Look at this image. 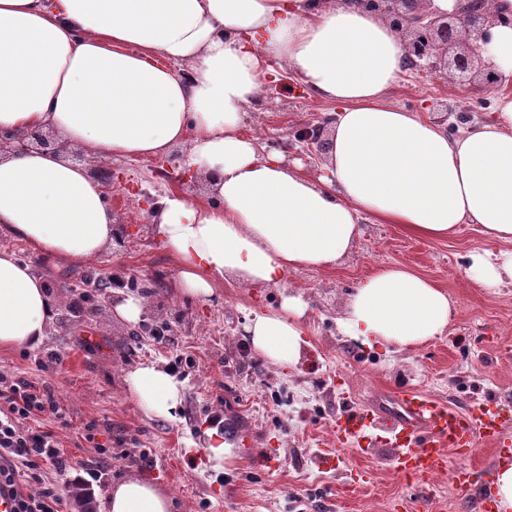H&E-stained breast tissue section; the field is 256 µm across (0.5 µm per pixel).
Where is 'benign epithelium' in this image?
Here are the masks:
<instances>
[{"instance_id": "1", "label": "benign epithelium", "mask_w": 512, "mask_h": 512, "mask_svg": "<svg viewBox=\"0 0 512 512\" xmlns=\"http://www.w3.org/2000/svg\"><path fill=\"white\" fill-rule=\"evenodd\" d=\"M360 5L380 15L403 37L409 67L431 78H452L466 85L479 80L482 87L502 83V73L482 65L490 52L492 29L512 28V13L492 9V0H455L452 11L437 15L428 0H359ZM294 138L319 155L325 149L319 127H302ZM18 146L58 150L59 143L36 129L19 138Z\"/></svg>"}]
</instances>
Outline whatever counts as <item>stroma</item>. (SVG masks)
<instances>
[{
  "label": "stroma",
  "mask_w": 512,
  "mask_h": 512,
  "mask_svg": "<svg viewBox=\"0 0 512 512\" xmlns=\"http://www.w3.org/2000/svg\"><path fill=\"white\" fill-rule=\"evenodd\" d=\"M392 104L444 123L451 102L480 118L494 98L478 86L405 75L388 92ZM335 103L317 98L283 63L270 61L261 97L248 109L242 131L268 152L301 160L316 175L315 156L289 145L295 128L326 126ZM180 149L157 169L154 158L114 159L118 180L107 183V201L125 224L122 237L97 260L61 262L40 256L16 238L0 235L41 273L57 304L48 336L36 348H0V375L46 382L68 420L45 417L71 465V475L103 469V457L81 434L88 424L111 435L113 452H127L123 476L148 478L167 491L174 512H477L447 474L415 480L395 473L380 452L335 451L330 465H314L316 450L332 448L331 427L345 404L363 409L377 385L388 391L411 385L444 401L465 405L497 397L512 420V286L487 289L466 274L470 253L487 249L475 225L448 240L408 235L395 224L364 223V233L344 264L306 269L286 278L310 304L306 346L298 366L282 367L256 355L244 337L252 313L278 307L276 288L222 285L209 302L179 295L178 267L146 222L142 202L160 198L170 176L190 196L205 192L201 176L180 168ZM402 264L447 288L456 314L445 333L422 346L386 351L367 348L340 334L336 321L353 288L376 269ZM109 276L115 287L85 306L66 309L70 287L89 276ZM143 296L141 323L167 322L171 342L161 348L113 312V299ZM59 353L62 363L41 369L40 359ZM183 364H175V357ZM174 367L183 389L166 415H148L127 383L137 366ZM224 418V440L233 456L213 469L206 451L210 418ZM148 451L149 462L138 461Z\"/></svg>",
  "instance_id": "stroma-1"
}]
</instances>
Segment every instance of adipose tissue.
<instances>
[{
  "label": "adipose tissue",
  "mask_w": 512,
  "mask_h": 512,
  "mask_svg": "<svg viewBox=\"0 0 512 512\" xmlns=\"http://www.w3.org/2000/svg\"><path fill=\"white\" fill-rule=\"evenodd\" d=\"M271 58L337 105L317 178L241 131ZM405 64L398 33L353 0H0V131L48 130L63 144L0 153V232L42 256L97 259L118 216L91 163L185 147L205 200L167 193L149 216L179 289L203 302L225 282L279 289L278 309L243 331L254 352L288 367L302 357L309 311L288 274L340 265L363 222L431 240L478 225L492 246L470 254L469 279L512 285V93L452 137L388 103ZM53 312L44 277L0 249V347L38 346ZM453 313L446 289L394 264L359 282L338 328L402 349L442 335ZM129 383L149 413H167L181 393L152 363ZM172 510L166 491L133 477L113 485L105 512Z\"/></svg>",
  "instance_id": "obj_1"
}]
</instances>
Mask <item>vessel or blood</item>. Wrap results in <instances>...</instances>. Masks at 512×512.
Listing matches in <instances>:
<instances>
[{
    "instance_id": "b4317fda",
    "label": "vessel or blood",
    "mask_w": 512,
    "mask_h": 512,
    "mask_svg": "<svg viewBox=\"0 0 512 512\" xmlns=\"http://www.w3.org/2000/svg\"><path fill=\"white\" fill-rule=\"evenodd\" d=\"M333 435L342 448L364 438L384 439L385 462L413 479L447 467L448 457H455L449 479L465 496L473 485L474 471L467 460L475 448L489 444L496 459L512 456L502 446L504 425L491 401L462 408L411 387L395 392L386 402L374 399L365 412L340 414Z\"/></svg>"
}]
</instances>
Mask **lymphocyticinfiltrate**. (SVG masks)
I'll use <instances>...</instances> for the list:
<instances>
[{
	"mask_svg": "<svg viewBox=\"0 0 512 512\" xmlns=\"http://www.w3.org/2000/svg\"><path fill=\"white\" fill-rule=\"evenodd\" d=\"M63 420L49 384L0 376V489H10L16 512H61L70 490L61 477L69 460L45 415Z\"/></svg>",
	"mask_w": 512,
	"mask_h": 512,
	"instance_id": "1",
	"label": "lymphocytic infiltrate"
}]
</instances>
